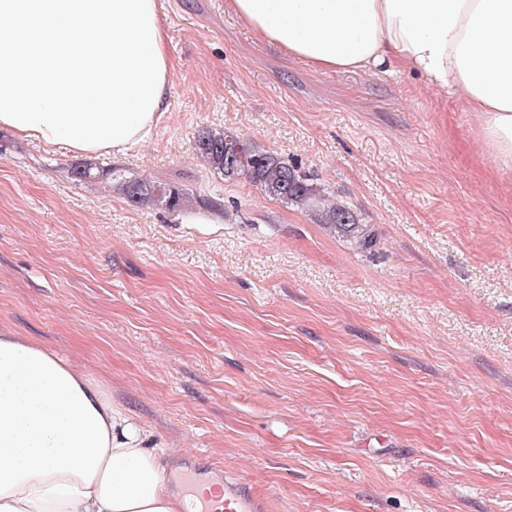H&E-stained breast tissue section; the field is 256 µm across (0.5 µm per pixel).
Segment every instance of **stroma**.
Instances as JSON below:
<instances>
[{
	"instance_id": "35a3bbf8",
	"label": "stroma",
	"mask_w": 512,
	"mask_h": 512,
	"mask_svg": "<svg viewBox=\"0 0 512 512\" xmlns=\"http://www.w3.org/2000/svg\"><path fill=\"white\" fill-rule=\"evenodd\" d=\"M170 108L118 170L220 203L131 206L0 131V329L41 344L269 512H512V169L475 113L389 66L321 71L224 0H161ZM255 140L378 235L224 179L202 128Z\"/></svg>"
}]
</instances>
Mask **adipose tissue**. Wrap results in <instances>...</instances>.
<instances>
[{"label": "adipose tissue", "mask_w": 512, "mask_h": 512, "mask_svg": "<svg viewBox=\"0 0 512 512\" xmlns=\"http://www.w3.org/2000/svg\"><path fill=\"white\" fill-rule=\"evenodd\" d=\"M319 70L387 65L458 95L512 168V0H227ZM160 0H0V129L82 157L144 141L168 110ZM148 432L97 383L0 333V512H189Z\"/></svg>", "instance_id": "adipose-tissue-1"}]
</instances>
